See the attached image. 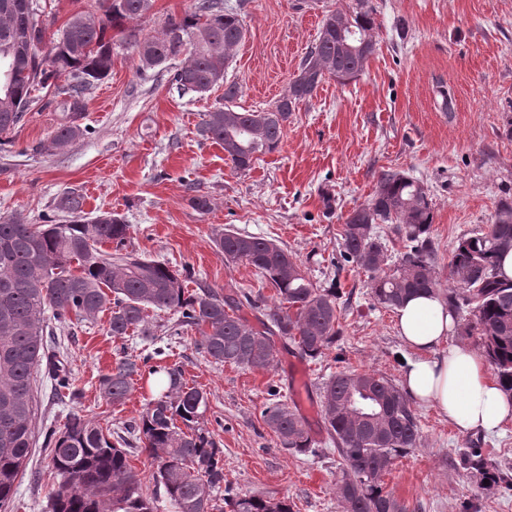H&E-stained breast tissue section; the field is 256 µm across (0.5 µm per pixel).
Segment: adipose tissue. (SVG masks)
<instances>
[{"mask_svg": "<svg viewBox=\"0 0 512 512\" xmlns=\"http://www.w3.org/2000/svg\"><path fill=\"white\" fill-rule=\"evenodd\" d=\"M398 333L411 349L401 369L409 398L436 405L461 433L499 431L512 421V397L487 372L481 351L448 344L455 327L445 299L420 294L397 310Z\"/></svg>", "mask_w": 512, "mask_h": 512, "instance_id": "1", "label": "adipose tissue"}]
</instances>
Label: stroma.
I'll list each match as a JSON object with an SVG mask.
<instances>
[{
  "label": "stroma",
  "mask_w": 512,
  "mask_h": 512,
  "mask_svg": "<svg viewBox=\"0 0 512 512\" xmlns=\"http://www.w3.org/2000/svg\"><path fill=\"white\" fill-rule=\"evenodd\" d=\"M362 3L375 13V55L349 83L326 79L290 114L278 150L250 170H236L223 148L199 133L205 113L223 105V87L201 98L178 96L169 67L138 71L127 32L117 30L112 72L87 96L88 134L66 150L53 147L65 109L50 95L10 133L0 151V217L37 224L50 213L68 222L56 203L76 189L88 214L123 217L130 248L190 270L189 289L235 288L270 301L274 288L252 266L226 261L215 243L228 230L261 236L287 249L317 286L337 289L341 311L340 335L321 358L302 360L290 343L268 372L212 362L197 349L195 332L175 335L176 317L165 311H150L149 340L111 336L104 314L54 328L53 351L78 395L57 398L54 380L41 379L37 443L10 512H44L58 480L43 437L70 411L120 434L137 419L156 394L152 378L136 381L119 407L102 397L99 380L119 358L156 348L160 365H180L185 379L206 391L204 426L224 451L225 485L288 497L294 512H344L322 387L352 370L399 381L408 354L395 311L377 302L367 274L340 255L345 217L371 199L382 171L415 178L431 199L430 238L444 280L458 239L484 230L500 199L512 197V0H224L246 27L226 71L239 88L237 110L262 111L287 95L324 15L348 14ZM193 6L155 0L127 31L159 34ZM445 89L453 98L449 112ZM195 195L209 198V211L192 207ZM299 361L307 370L312 409L305 419L315 455L285 451L263 417L272 403L294 404L292 367ZM414 410L420 443L394 462L386 489L420 512H512V486L483 494L480 474L459 465L462 452L477 448L489 470L512 475V423L493 435L462 434L436 407Z\"/></svg>",
  "instance_id": "1"
}]
</instances>
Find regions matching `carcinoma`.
<instances>
[{
    "mask_svg": "<svg viewBox=\"0 0 512 512\" xmlns=\"http://www.w3.org/2000/svg\"><path fill=\"white\" fill-rule=\"evenodd\" d=\"M154 0H100L101 13H73L54 38L45 27L29 24L34 0H0V70L13 69L9 85L0 80V135L8 134L41 100L53 81L64 95L65 121L52 138L57 149L84 135L87 95L112 73L110 30L143 18ZM373 10L324 17L301 67H311L339 82L356 79L376 47ZM240 15L223 0H196L193 11L170 20L158 36L129 40L138 70L184 56L170 78L181 95L211 91L229 52L245 37ZM324 78L292 82L288 95L261 116L234 111V83L224 82V102L205 114L200 132L220 144L238 170H249L260 156L277 150L291 112L309 101ZM56 209L70 215L67 224L45 215L42 224L0 219V512L14 498L28 464L36 422V376L52 373L58 389L72 390L69 373L45 342L51 313L59 326L94 321L109 313L114 337L150 335L147 310H169L180 329H197L198 349L217 363L256 371L273 367L276 342H291L301 356L316 359L336 343L338 292L314 284L298 261L272 240L227 231L217 240L226 260L253 266L276 291L268 305L236 289L189 291L188 274L126 250L130 225L109 212L86 216L84 196L66 192ZM395 224L409 242L394 268H384V246L376 225ZM431 200L421 184L396 171L380 173L370 201L355 208L340 231L344 260L368 273L379 304L397 309L419 292L437 293L448 302L456 323L487 357L502 390L512 395V281L498 275L500 258L512 250V201L497 206L487 230L457 241L448 262V287L435 271L430 241ZM113 250H105L104 246ZM260 324H250L243 309ZM149 356L124 357L103 375L100 390L114 405L124 402L143 372L165 379L133 424L141 450L152 460L151 478L163 488L173 512H293L288 498L228 494L226 506L214 493L224 487L222 451L200 427L207 395L187 383L182 368L151 365ZM325 430L343 461L336 497L344 512H408L385 490L383 477L395 460L417 447L418 419L409 400L391 380L369 373L340 372L324 387ZM264 418L283 449L294 455L315 452L307 423L296 408L276 404ZM51 465L62 482L49 496L47 512H158L156 497L129 466L125 437L70 413L62 427L45 433Z\"/></svg>",
    "mask_w": 512,
    "mask_h": 512,
    "instance_id": "1",
    "label": "carcinoma"
}]
</instances>
